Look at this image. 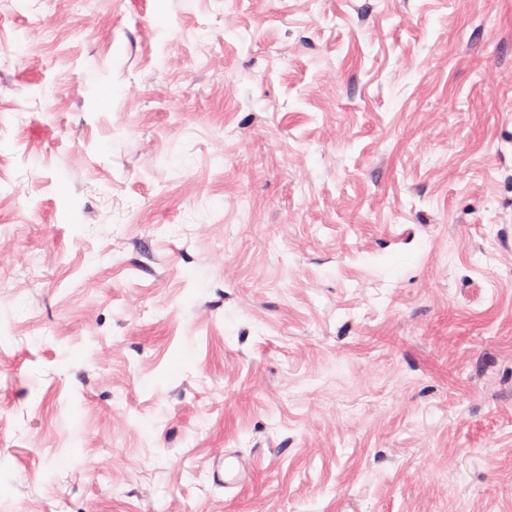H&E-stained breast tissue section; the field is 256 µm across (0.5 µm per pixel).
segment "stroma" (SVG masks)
I'll return each mask as SVG.
<instances>
[{"instance_id": "1", "label": "stroma", "mask_w": 512, "mask_h": 512, "mask_svg": "<svg viewBox=\"0 0 512 512\" xmlns=\"http://www.w3.org/2000/svg\"><path fill=\"white\" fill-rule=\"evenodd\" d=\"M0 512H512V0H0Z\"/></svg>"}]
</instances>
